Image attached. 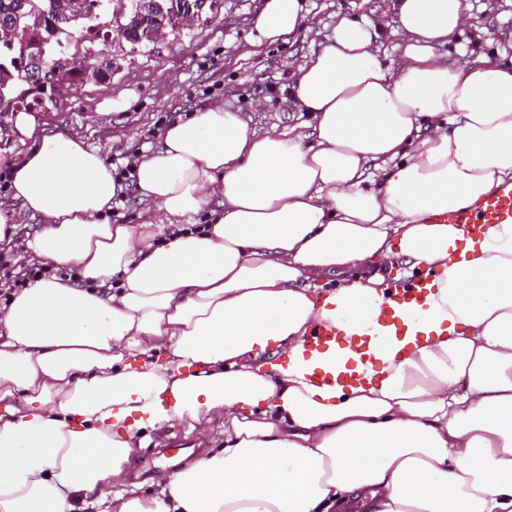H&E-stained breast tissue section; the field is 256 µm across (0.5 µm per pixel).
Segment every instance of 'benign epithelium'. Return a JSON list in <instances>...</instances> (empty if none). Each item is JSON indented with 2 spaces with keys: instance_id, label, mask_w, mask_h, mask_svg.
<instances>
[{
  "instance_id": "obj_1",
  "label": "benign epithelium",
  "mask_w": 512,
  "mask_h": 512,
  "mask_svg": "<svg viewBox=\"0 0 512 512\" xmlns=\"http://www.w3.org/2000/svg\"><path fill=\"white\" fill-rule=\"evenodd\" d=\"M150 7L148 0H135L134 9L130 21L122 23L113 22L108 25V42H137L135 33L147 28L146 38L156 41L162 30L169 26L173 29L190 25L200 20L207 9L211 8V0H164L160 6V13L152 16L147 13ZM45 11L32 14L25 22L15 19L13 22L3 26L9 35L17 34L20 26L27 28L46 29L48 36L42 38L41 45H46L50 39L65 32L62 27L64 23H70V19L61 15L52 23L45 24ZM46 51L40 52V57L32 62H27L21 71L25 72L26 80L32 87L50 93V99L57 101L64 91H73L80 88V85L73 81V73L82 70L89 79H103L107 72L111 71L110 62L107 61L109 51L78 53L68 59L45 61Z\"/></svg>"
}]
</instances>
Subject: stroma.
I'll use <instances>...</instances> for the list:
<instances>
[{
	"label": "stroma",
	"mask_w": 512,
	"mask_h": 512,
	"mask_svg": "<svg viewBox=\"0 0 512 512\" xmlns=\"http://www.w3.org/2000/svg\"><path fill=\"white\" fill-rule=\"evenodd\" d=\"M265 0H216L201 21L178 30L165 29L156 42L113 43L112 74L103 82L89 80L56 105L38 112L40 124L62 128L80 137L114 170L120 171L122 202L114 204L112 221L139 224L147 220L149 205L141 201L128 167L144 150H158L161 131L169 121L198 108L238 109L252 122L279 129L310 123L288 101L289 64L301 63L314 48L311 28L329 34L337 13L379 22L390 0H303L307 28L288 41L253 45V21ZM473 24L453 32L442 51L454 63L479 56L492 60L512 57V0H467ZM174 87L173 96L161 95L162 86ZM263 109H255V101ZM35 147L33 140L0 134V220L14 227L10 244L0 243V259L14 261L26 235L41 225L40 218L14 201L5 172ZM183 443L196 447L188 425L156 435L141 449L130 472L133 481L161 484L175 471L165 451Z\"/></svg>",
	"instance_id": "stroma-1"
}]
</instances>
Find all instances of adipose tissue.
<instances>
[{
    "label": "adipose tissue",
    "instance_id": "ef3b65f1",
    "mask_svg": "<svg viewBox=\"0 0 512 512\" xmlns=\"http://www.w3.org/2000/svg\"><path fill=\"white\" fill-rule=\"evenodd\" d=\"M391 7L397 64L340 13L291 68L312 132L168 123L134 161L141 224L111 222L122 186L79 137L13 117L40 142L10 175L43 220L19 258L51 272L0 308V512H512V221H448L512 189V60L441 61L465 0ZM304 20L266 0L253 41ZM385 264L429 278L403 337ZM317 327L370 335L376 367L325 383ZM216 419L222 444L130 483L153 434Z\"/></svg>",
    "mask_w": 512,
    "mask_h": 512
}]
</instances>
